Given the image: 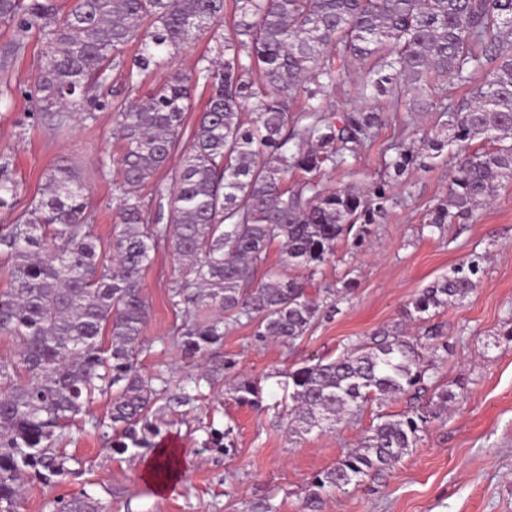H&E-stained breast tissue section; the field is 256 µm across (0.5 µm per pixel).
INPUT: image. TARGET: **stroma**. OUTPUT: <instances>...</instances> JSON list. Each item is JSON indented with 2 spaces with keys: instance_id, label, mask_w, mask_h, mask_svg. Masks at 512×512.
Segmentation results:
<instances>
[{
  "instance_id": "35a3bbf8",
  "label": "stroma",
  "mask_w": 512,
  "mask_h": 512,
  "mask_svg": "<svg viewBox=\"0 0 512 512\" xmlns=\"http://www.w3.org/2000/svg\"><path fill=\"white\" fill-rule=\"evenodd\" d=\"M11 37V30L0 27V154L11 160L18 192L12 211L0 210V225L12 223L15 214L39 199L47 173L64 160L85 177L94 228L106 245L118 222L115 187L121 178L112 162L119 149L112 115L101 112L96 120L61 129L35 122L26 91L38 77L42 44L32 37L16 52ZM213 46L210 34L199 35L164 67L143 73L131 89L110 75L114 100L143 96L168 70L196 68ZM403 133L398 123L382 127L359 162L326 175L325 183L368 186L379 175L383 149ZM450 172V163L441 161L399 178L391 192L402 203L384 223L373 225L372 246L355 249L338 242L307 288L321 296L344 279L353 287L336 312L303 340L291 347L260 343L253 326L230 328L224 357L234 361V374L262 387L269 408L258 412L237 405L220 383L205 389L198 401L166 410L165 437L177 441L183 461L172 489L157 491L155 479L144 472V459L110 453L94 429L74 427L61 447L75 459L79 477L56 487L26 486L19 512H54L55 499L80 489L100 497L108 512H245L248 502L262 494L270 495L280 512H302L311 476L359 447L378 412L405 411L410 398L401 396L382 408L369 405L330 432L293 436L281 404L283 373L311 358L336 355L348 341L377 332L400 326L408 335H422L424 323H405L404 307L422 288L475 255L482 259L477 288L432 319L450 345L435 379L442 384L465 379L463 395L394 469L330 491L319 512H512V342L502 337L512 320V183L500 188L491 204L448 225L444 234H433L425 216L446 195ZM178 270L172 254L162 251L143 275L151 310L141 366L148 375L182 363L179 348L163 341L182 319L167 298V284ZM227 425L234 429L235 454L205 449L208 429Z\"/></svg>"
}]
</instances>
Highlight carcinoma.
<instances>
[{
  "label": "carcinoma",
  "instance_id": "cac0c4a2",
  "mask_svg": "<svg viewBox=\"0 0 512 512\" xmlns=\"http://www.w3.org/2000/svg\"><path fill=\"white\" fill-rule=\"evenodd\" d=\"M233 33L220 32L224 0H0V23L14 29L13 48L33 30L44 44L38 82L29 92L36 118L62 128L110 109L120 133L112 158L118 231L101 262L90 224L87 184L68 164L47 173L42 197L0 225V258L9 288L0 292V335L14 351L0 355V512H17L27 484L58 485L75 474L58 448L60 432L96 397L108 412L91 422L117 455L160 445L167 404L197 400L233 363L224 334L245 322L254 339L290 346L335 310L311 295L296 271L312 278L341 239L361 247L398 199L390 179L452 158L448 193L426 214L431 231L493 201L512 181V0H234ZM209 31L218 59L169 72L141 99L113 103L107 72L129 87L197 34ZM137 45L132 59L125 50ZM488 72L475 83L476 75ZM469 97L448 102V80ZM208 92L191 131L192 88ZM351 85L359 100L383 97L391 112L327 98ZM253 114L250 120L244 113ZM436 114L421 147L391 142L385 174L365 190L322 181L369 150L390 119L414 126ZM180 162L160 223L143 189L169 162ZM0 159V209H12L17 184ZM297 179L290 183L288 175ZM280 242L277 263L270 247ZM180 263L168 285L170 305L185 315L171 339L191 390L170 395V378L145 375L140 356L150 304L143 274L159 249ZM479 257L468 258L422 289L404 318L424 321L458 304L477 287ZM448 342L433 328L410 339L383 333L352 343L334 358H314L285 374L288 430L324 432L370 403L401 395L424 403L380 414L362 445L309 482L303 509L318 512L325 493L393 467L417 446L428 424L458 393L430 383L447 359ZM239 405L269 410L263 389L247 377L225 382ZM234 429H212L204 445L230 455ZM56 512H106L102 499L78 490Z\"/></svg>",
  "mask_w": 512,
  "mask_h": 512
}]
</instances>
